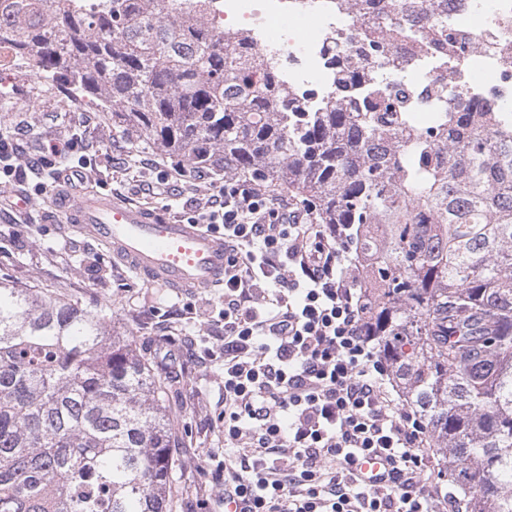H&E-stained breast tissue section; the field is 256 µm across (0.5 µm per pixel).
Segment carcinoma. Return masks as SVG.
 Returning <instances> with one entry per match:
<instances>
[{"instance_id":"cac0c4a2","label":"carcinoma","mask_w":512,"mask_h":512,"mask_svg":"<svg viewBox=\"0 0 512 512\" xmlns=\"http://www.w3.org/2000/svg\"><path fill=\"white\" fill-rule=\"evenodd\" d=\"M161 0H0V63L65 83L196 169L302 196L348 227L367 333L446 451L465 512H512V122L435 82L407 95L371 66L314 105L242 38ZM448 98L431 129L401 104ZM173 370L105 308L0 279V512H168Z\"/></svg>"}]
</instances>
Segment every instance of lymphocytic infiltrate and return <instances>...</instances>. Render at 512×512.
<instances>
[{
  "label": "lymphocytic infiltrate",
  "mask_w": 512,
  "mask_h": 512,
  "mask_svg": "<svg viewBox=\"0 0 512 512\" xmlns=\"http://www.w3.org/2000/svg\"><path fill=\"white\" fill-rule=\"evenodd\" d=\"M221 234L224 268V501L241 512H454L425 480L426 428L387 389L363 331L358 269L340 225L225 179L183 204ZM387 474H358L370 454Z\"/></svg>",
  "instance_id": "f902f5d3"
}]
</instances>
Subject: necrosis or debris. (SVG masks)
Listing matches in <instances>:
<instances>
[{"instance_id": "1", "label": "necrosis or debris", "mask_w": 512, "mask_h": 512, "mask_svg": "<svg viewBox=\"0 0 512 512\" xmlns=\"http://www.w3.org/2000/svg\"><path fill=\"white\" fill-rule=\"evenodd\" d=\"M447 12L463 58L415 43L382 61L384 78L405 87L437 80L512 112V0H448ZM206 16L215 31L248 35L255 57L279 60L288 87L314 90L319 100L335 90L334 51L354 65L370 58L366 20L350 0H209Z\"/></svg>"}]
</instances>
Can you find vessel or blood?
Here are the masks:
<instances>
[{
  "instance_id": "obj_1",
  "label": "vessel or blood",
  "mask_w": 512,
  "mask_h": 512,
  "mask_svg": "<svg viewBox=\"0 0 512 512\" xmlns=\"http://www.w3.org/2000/svg\"><path fill=\"white\" fill-rule=\"evenodd\" d=\"M53 207L80 234L104 245L139 277L174 289L224 282V242L201 225L168 218L118 196L54 190Z\"/></svg>"
}]
</instances>
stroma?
Returning a JSON list of instances; mask_svg holds the SVG:
<instances>
[{
  "label": "stroma",
  "mask_w": 512,
  "mask_h": 512,
  "mask_svg": "<svg viewBox=\"0 0 512 512\" xmlns=\"http://www.w3.org/2000/svg\"><path fill=\"white\" fill-rule=\"evenodd\" d=\"M18 108L0 112V133L21 132V146L34 154L40 142L81 136L75 153L90 176L88 186L105 195L117 194L137 205L180 217L181 192L206 193L212 186L198 169L184 167L177 181L180 193L171 200H149L143 194L157 180V172L140 167L153 157L148 145L132 147L126 135L112 125L111 113L84 98L69 96L64 87L46 86L26 68L9 71ZM124 146L128 164L114 159ZM28 205L18 209V198ZM0 276L14 284L45 288L79 299L93 307H108L114 334L133 335V347L144 361L160 362L158 340L169 337L182 376L168 403L176 428L172 512H224V470L209 464L198 471L202 458L224 446L220 416L224 410V369L208 360L224 334V289L176 292L148 283L112 258L94 241L69 229L39 190L37 174L16 173L0 180Z\"/></svg>",
  "instance_id": "1"
}]
</instances>
